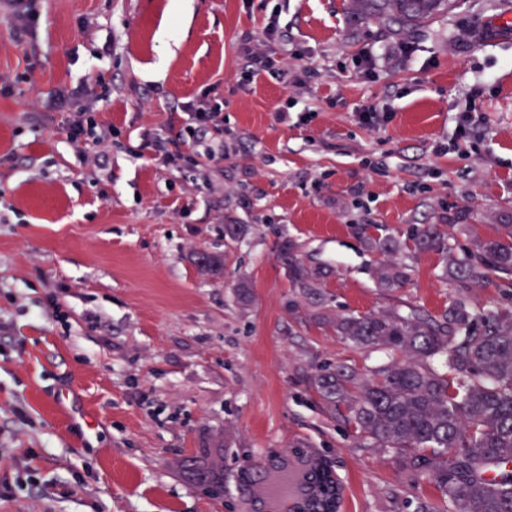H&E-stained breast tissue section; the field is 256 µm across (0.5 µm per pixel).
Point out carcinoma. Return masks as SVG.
Masks as SVG:
<instances>
[{
	"mask_svg": "<svg viewBox=\"0 0 512 512\" xmlns=\"http://www.w3.org/2000/svg\"><path fill=\"white\" fill-rule=\"evenodd\" d=\"M367 21L405 32L426 27L452 10L456 0H351ZM501 236L476 240L473 249L453 254L445 231L424 224L402 242L378 237L372 247L384 258L373 278L389 296L409 280L405 265L388 256L411 246L446 256L444 278L452 286L440 315L413 305L380 313H350L321 319L344 341L387 353L388 362L363 369L354 362L325 364L314 375L316 395L352 433L370 447L388 448L403 469L434 483L455 512H512V306L474 309L470 291L494 281L512 288V223ZM288 259L290 287L312 304L325 301L324 274L295 258L296 246L281 243ZM196 263L218 275L224 259L200 253ZM265 478L277 458L255 461ZM315 473L319 496L308 512H337L340 484L329 466Z\"/></svg>",
	"mask_w": 512,
	"mask_h": 512,
	"instance_id": "obj_1",
	"label": "carcinoma"
}]
</instances>
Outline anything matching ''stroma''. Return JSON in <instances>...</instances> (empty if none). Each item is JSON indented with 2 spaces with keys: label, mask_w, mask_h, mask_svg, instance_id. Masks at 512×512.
<instances>
[{
  "label": "stroma",
  "mask_w": 512,
  "mask_h": 512,
  "mask_svg": "<svg viewBox=\"0 0 512 512\" xmlns=\"http://www.w3.org/2000/svg\"><path fill=\"white\" fill-rule=\"evenodd\" d=\"M346 4L47 0L19 43L0 0V75L31 76L0 95V512H244L249 459L299 440L335 468L339 512H451L437 486L356 439L309 378L386 360L322 312L448 305L435 252L404 251L411 279L382 295L369 238L445 224L460 252L512 217V32L494 25L512 0H462L389 35ZM274 18L298 54L246 81L239 36ZM163 28L177 44L158 80ZM367 50L371 78L356 63ZM102 75L112 96L94 116L120 142L103 181L68 143L67 114L45 109L58 85L93 91ZM206 99L223 106V156L163 164L151 138L179 135ZM371 108L389 120L362 125ZM228 224L247 227L229 246ZM284 239L324 271L325 308L289 310ZM201 251L223 254L221 275L197 267ZM217 448L220 501L186 469Z\"/></svg>",
  "instance_id": "1"
}]
</instances>
